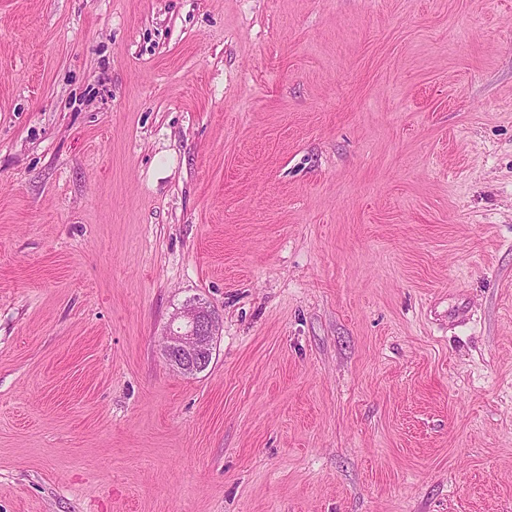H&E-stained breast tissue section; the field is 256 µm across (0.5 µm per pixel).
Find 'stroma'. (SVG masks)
<instances>
[{"label": "stroma", "mask_w": 512, "mask_h": 512, "mask_svg": "<svg viewBox=\"0 0 512 512\" xmlns=\"http://www.w3.org/2000/svg\"><path fill=\"white\" fill-rule=\"evenodd\" d=\"M0 512H512V0H0ZM179 326L163 338V355L170 366L183 374H196L210 364L218 321L203 303L190 300L174 314Z\"/></svg>", "instance_id": "stroma-1"}]
</instances>
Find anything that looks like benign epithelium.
<instances>
[{
    "label": "benign epithelium",
    "mask_w": 512,
    "mask_h": 512,
    "mask_svg": "<svg viewBox=\"0 0 512 512\" xmlns=\"http://www.w3.org/2000/svg\"><path fill=\"white\" fill-rule=\"evenodd\" d=\"M179 326L163 337V355L183 374H196L210 364L218 321L203 303L190 300L175 314Z\"/></svg>",
    "instance_id": "obj_1"
}]
</instances>
